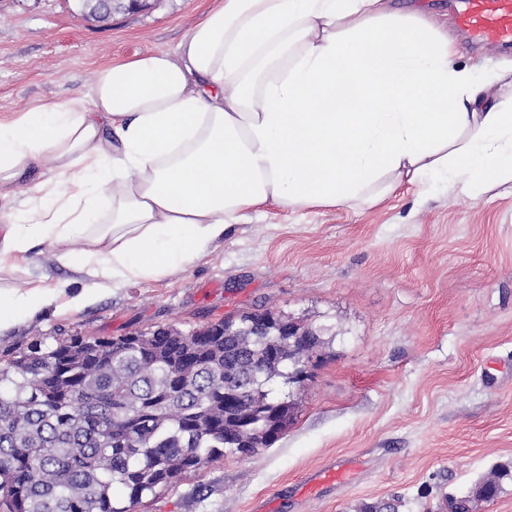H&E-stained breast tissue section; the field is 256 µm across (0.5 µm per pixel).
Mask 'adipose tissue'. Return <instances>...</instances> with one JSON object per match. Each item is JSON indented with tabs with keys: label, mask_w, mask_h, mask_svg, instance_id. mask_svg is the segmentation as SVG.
<instances>
[{
	"label": "adipose tissue",
	"mask_w": 512,
	"mask_h": 512,
	"mask_svg": "<svg viewBox=\"0 0 512 512\" xmlns=\"http://www.w3.org/2000/svg\"><path fill=\"white\" fill-rule=\"evenodd\" d=\"M387 0H218L174 51L0 119V272L52 259L98 287L159 281L268 206L373 207L402 185L512 182V96ZM51 177L19 182L43 159ZM83 239L74 251L70 244ZM67 290L0 286V332Z\"/></svg>",
	"instance_id": "1"
}]
</instances>
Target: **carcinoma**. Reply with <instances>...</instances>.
I'll return each mask as SVG.
<instances>
[{
	"label": "carcinoma",
	"mask_w": 512,
	"mask_h": 512,
	"mask_svg": "<svg viewBox=\"0 0 512 512\" xmlns=\"http://www.w3.org/2000/svg\"><path fill=\"white\" fill-rule=\"evenodd\" d=\"M281 318L247 313L185 333L174 325L112 338L10 347L0 361V512H128L224 454L248 456L294 422L291 344ZM256 401L251 430L224 433V401ZM397 496L361 512H399Z\"/></svg>",
	"instance_id": "obj_1"
}]
</instances>
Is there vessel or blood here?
<instances>
[{
  "mask_svg": "<svg viewBox=\"0 0 512 512\" xmlns=\"http://www.w3.org/2000/svg\"><path fill=\"white\" fill-rule=\"evenodd\" d=\"M455 21L468 43L485 51L512 43V0H456Z\"/></svg>",
  "mask_w": 512,
  "mask_h": 512,
  "instance_id": "obj_1",
  "label": "vessel or blood"
}]
</instances>
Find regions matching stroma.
I'll list each match as a JSON object with an SVG mask.
<instances>
[{
	"label": "stroma",
	"mask_w": 512,
	"mask_h": 512,
	"mask_svg": "<svg viewBox=\"0 0 512 512\" xmlns=\"http://www.w3.org/2000/svg\"><path fill=\"white\" fill-rule=\"evenodd\" d=\"M450 0H391L446 28L457 65L505 72L512 48L486 53L453 31ZM214 0H154L99 22L79 0H0V118L88 92L99 66L170 51ZM44 242L26 269L0 274L89 283ZM327 328L308 378L278 385L295 420L272 446L228 454L143 497L130 512H358L401 496L433 512L492 471L510 472L474 512H512V188L470 198L404 185L378 206L268 209L232 225L201 260L160 281L91 291L80 305L18 320L0 349L64 336L109 338L169 324L190 332L246 313ZM343 479L306 484L330 465Z\"/></svg>",
	"instance_id": "1"
}]
</instances>
